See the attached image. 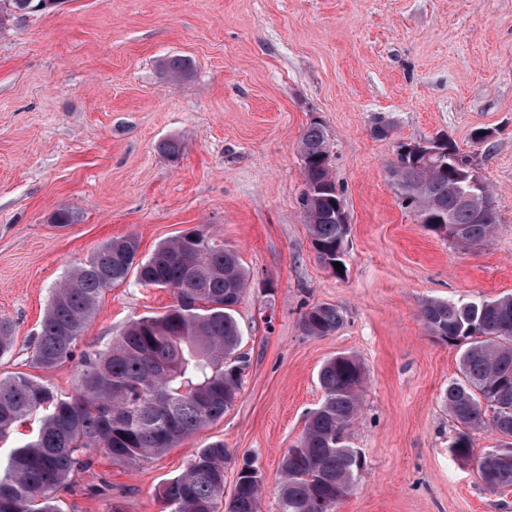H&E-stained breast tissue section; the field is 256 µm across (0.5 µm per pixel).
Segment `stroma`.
<instances>
[{"label": "stroma", "instance_id": "1", "mask_svg": "<svg viewBox=\"0 0 512 512\" xmlns=\"http://www.w3.org/2000/svg\"><path fill=\"white\" fill-rule=\"evenodd\" d=\"M171 56L190 60L188 79L162 74ZM314 119L349 217L339 274L318 259L302 206L299 140ZM381 121L388 137L372 134ZM478 127L488 144H473ZM441 134L494 192L486 245L461 249L399 202L398 145ZM171 138L185 145L176 162L159 150ZM63 207L74 216L64 227L53 222ZM198 225L251 279L235 313L247 359L239 396L136 466L91 451L56 493L62 512H163L159 486L215 440L233 458L225 491L254 460L260 510L276 512L281 458L323 399L321 365L340 353L367 371L349 430L364 468L334 512H512V490L490 491L476 472L495 434L471 432V459L449 451L458 427L442 396L459 350L419 317L428 298L512 294V0H64L17 15L0 36V317L14 336L0 376L74 393L77 357L49 372L33 361L52 288L108 240L135 235L145 258ZM173 302L171 289L132 278L111 288L77 356ZM318 302L345 312L333 335L300 328Z\"/></svg>", "mask_w": 512, "mask_h": 512}]
</instances>
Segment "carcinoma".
Wrapping results in <instances>:
<instances>
[{"instance_id": "obj_1", "label": "carcinoma", "mask_w": 512, "mask_h": 512, "mask_svg": "<svg viewBox=\"0 0 512 512\" xmlns=\"http://www.w3.org/2000/svg\"><path fill=\"white\" fill-rule=\"evenodd\" d=\"M57 2L0 0V31L10 17L51 11ZM161 69L180 79L190 75L191 64L173 58ZM300 150L312 244L322 263L342 264L349 225L336 223L338 196L322 124L307 126ZM466 162L453 145L446 162L428 157L413 163L400 152L392 169L403 207L463 249L488 243L498 224L488 186L481 189L487 213L460 203L467 186L458 174ZM139 247L134 235L112 239L53 288L35 336V364L51 371L71 360L104 292L132 274L141 285L173 289L175 304L130 321L111 342L84 353L74 395L23 373L0 379V439L42 413L38 432L0 469V512H60L54 493L90 466L80 459L83 452L101 449L112 461L133 467L220 420L238 398L246 359L237 353L235 306L248 278L237 253L216 243L205 228L183 231L137 263ZM420 315L432 337L465 343L460 378L444 393L449 415L462 427L450 452L472 457L469 430L491 427L499 443L479 460L478 478L490 489H512V294L477 302L428 299ZM345 320L340 307L320 302L301 314L300 325L307 335L329 336ZM13 343L12 324L1 318L0 358ZM318 381L324 398L308 411L301 438L282 459L278 512H333L363 469L345 442L362 408V363L352 354H337L322 364ZM228 460L221 440L197 449L183 471L159 489L167 512H260L263 477L252 461L242 464L231 496L224 498Z\"/></svg>"}]
</instances>
